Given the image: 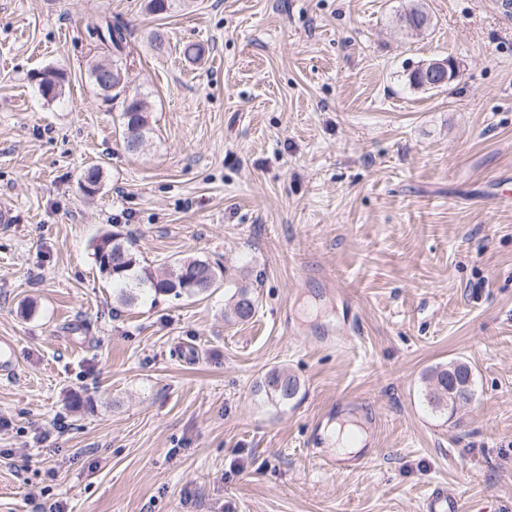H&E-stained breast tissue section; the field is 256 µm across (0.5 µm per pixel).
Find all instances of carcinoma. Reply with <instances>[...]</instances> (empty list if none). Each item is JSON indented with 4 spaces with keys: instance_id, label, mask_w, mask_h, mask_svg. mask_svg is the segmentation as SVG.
I'll use <instances>...</instances> for the list:
<instances>
[{
    "instance_id": "obj_1",
    "label": "carcinoma",
    "mask_w": 512,
    "mask_h": 512,
    "mask_svg": "<svg viewBox=\"0 0 512 512\" xmlns=\"http://www.w3.org/2000/svg\"><path fill=\"white\" fill-rule=\"evenodd\" d=\"M397 22L404 28L420 31L430 26L431 18L423 5L414 4L397 16ZM88 35L112 57L116 90L103 97V102L120 112L121 134L125 147L129 152L136 154L149 141L152 128L145 94L131 89L123 68V52L127 45L125 28L120 23L107 19L103 24L88 30ZM62 82V74L56 70L48 69L41 72V96L48 102L56 100L62 95ZM106 250L124 255L122 268H110L104 264L102 256ZM93 256L99 270L111 283L119 286L120 300L126 305L135 301V289L146 287L157 295L172 296L176 299L191 298L219 287L224 278V268L221 265L192 257L181 258L160 273L143 268L132 249V244L119 240L117 235L108 231L94 241ZM233 299L234 313L239 320L246 321L254 315L256 300L249 291L239 288L233 294ZM453 367L468 374L472 372L467 363L459 360L432 369L427 377L425 398L434 409L454 413L468 404L464 391L474 392L472 383L456 391L448 390V371ZM260 388L267 396L284 403L297 395L299 383L287 371L274 368L265 374Z\"/></svg>"
}]
</instances>
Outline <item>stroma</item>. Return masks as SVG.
<instances>
[{
    "label": "stroma",
    "mask_w": 512,
    "mask_h": 512,
    "mask_svg": "<svg viewBox=\"0 0 512 512\" xmlns=\"http://www.w3.org/2000/svg\"><path fill=\"white\" fill-rule=\"evenodd\" d=\"M408 3L0 0V512H422L437 485L512 512V13L424 0L412 32ZM106 15L151 108L136 155L88 78ZM448 55V85L409 87ZM105 231L142 266L193 256L225 283L119 305ZM456 359L475 399L449 415L426 377ZM273 368L294 399L260 391ZM343 416L367 459L337 472ZM397 22L401 27L420 31L430 26L431 18L422 4H414L397 16ZM40 74L39 91L46 101H54L62 95V74L57 70L48 69ZM263 389L267 397L284 403L292 400L299 391L297 379L283 369L269 370L261 382L260 389Z\"/></svg>",
    "instance_id": "35a3bbf8"
}]
</instances>
